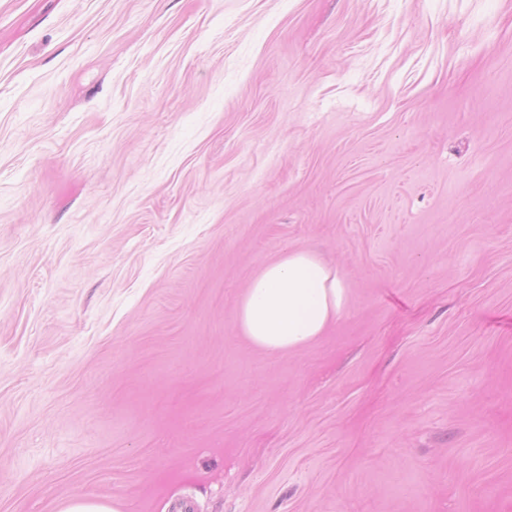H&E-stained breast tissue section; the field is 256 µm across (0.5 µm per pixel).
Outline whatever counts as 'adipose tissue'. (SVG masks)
<instances>
[{
  "mask_svg": "<svg viewBox=\"0 0 512 512\" xmlns=\"http://www.w3.org/2000/svg\"><path fill=\"white\" fill-rule=\"evenodd\" d=\"M347 303L343 275L315 251L291 247L252 277L235 322L253 347L287 355L323 336Z\"/></svg>",
  "mask_w": 512,
  "mask_h": 512,
  "instance_id": "1",
  "label": "adipose tissue"
}]
</instances>
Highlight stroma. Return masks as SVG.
I'll return each mask as SVG.
<instances>
[{"label":"stroma","instance_id":"obj_1","mask_svg":"<svg viewBox=\"0 0 512 512\" xmlns=\"http://www.w3.org/2000/svg\"><path fill=\"white\" fill-rule=\"evenodd\" d=\"M70 495L512 512V0H0V512ZM348 288L335 267L307 248H285L251 279L235 308L239 333L278 354L323 336L347 309Z\"/></svg>","mask_w":512,"mask_h":512}]
</instances>
